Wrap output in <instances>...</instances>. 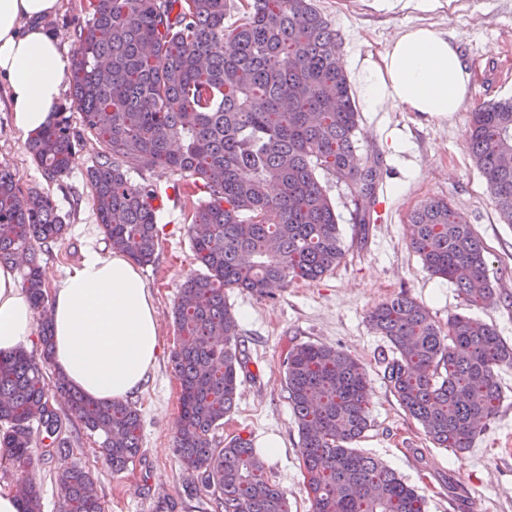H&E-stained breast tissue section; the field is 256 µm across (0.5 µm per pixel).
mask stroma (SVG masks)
<instances>
[{
  "mask_svg": "<svg viewBox=\"0 0 512 512\" xmlns=\"http://www.w3.org/2000/svg\"><path fill=\"white\" fill-rule=\"evenodd\" d=\"M338 34L339 57L382 52L403 27L429 26L454 35L472 75L460 109L448 116L391 109L360 115L358 154L379 163L381 179L369 224L356 219L361 198L354 186L330 183L345 247L341 264L315 282L295 280L259 298L231 289L225 298L239 317L248 365L240 375L237 406L215 432L235 435L261 447L270 437L282 446L265 457L270 480L288 498L290 512H311L297 426L285 386L284 358L302 343L338 347L364 368L370 385L371 426L355 447L414 485L427 512H512V367L497 370L503 398L471 448L462 453L437 448L419 423L406 415L383 377L386 340L372 328L369 312L404 292L425 307L440 327L454 314L492 324L512 344V225L502 223L486 181L467 148L470 115L481 104L512 95V0H313ZM88 0H60L49 29L66 53H73V29L87 15ZM96 152L92 140L78 146L69 173L48 180L15 132L4 81L0 80V165L16 175L21 190L47 193L68 228L42 254L47 288L83 258L89 242L103 244L93 191L85 169ZM134 181L156 183L163 201L158 215L159 244L153 264L141 274L158 312L162 353L133 404L141 415L139 456L120 471L102 456L97 437L71 419L64 437L69 454H49L35 438L28 470L0 460V485L33 478L42 491V512H63L56 476L76 464L88 470L105 512H212L206 492L185 491L188 472L176 450L180 383L171 355L180 344L174 306L185 279L198 266L190 249V217L201 201L185 181L154 170L134 173ZM432 197L449 198L472 224L485 247L487 275L495 294L480 304L468 301L452 283L433 277L411 250L407 224L412 211Z\"/></svg>",
  "mask_w": 512,
  "mask_h": 512,
  "instance_id": "35a3bbf8",
  "label": "stroma"
}]
</instances>
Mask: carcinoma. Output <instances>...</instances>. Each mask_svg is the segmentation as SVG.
<instances>
[{
  "mask_svg": "<svg viewBox=\"0 0 512 512\" xmlns=\"http://www.w3.org/2000/svg\"><path fill=\"white\" fill-rule=\"evenodd\" d=\"M75 25L69 84L81 130L58 118L26 145L45 177L69 169L84 139L98 148L87 168L105 239L140 265L158 247L160 192L131 173L157 169L192 180L207 194L191 216L190 244L200 272L180 288L174 320L182 338L172 356L181 387L177 452L219 512H288L263 459L241 436L223 445L214 431L236 406L246 356L239 321L224 292L259 298L293 280L316 281L344 258L339 216L326 176L350 183L370 222L378 163L357 154L359 112L338 63V39L311 0H89ZM237 20H224L230 11ZM468 149L486 179L501 221L512 224V97L471 113ZM67 230L49 195L22 192L0 166V263L26 255L22 285L36 310L48 294L44 247ZM411 249L430 275L453 283L470 302L489 299L484 247L467 217L444 198L416 208L407 224ZM390 344L384 378L402 409L439 448L463 452L503 397L495 369L512 366V345L469 316L438 327L402 293L369 314ZM40 357L22 348L0 355V457L31 463L32 424L66 451L69 415L102 438L119 471L141 450V418L124 401L99 402L61 376L51 402L43 366L52 359L49 321ZM312 512H426L424 498L392 469L351 447L370 427L369 383L361 365L325 344H300L285 359ZM64 512H103L91 474H57ZM22 512H40L41 490L19 485Z\"/></svg>",
  "mask_w": 512,
  "mask_h": 512,
  "instance_id": "obj_1",
  "label": "carcinoma"
}]
</instances>
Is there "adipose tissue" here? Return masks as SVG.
Wrapping results in <instances>:
<instances>
[{"instance_id":"ef3b65f1","label":"adipose tissue","mask_w":512,"mask_h":512,"mask_svg":"<svg viewBox=\"0 0 512 512\" xmlns=\"http://www.w3.org/2000/svg\"><path fill=\"white\" fill-rule=\"evenodd\" d=\"M59 0H0V78L14 128L34 134L54 121L69 60L44 25ZM471 74L458 45L425 27L399 30L379 62L358 73L363 111H459ZM49 320L57 374L92 398L132 397L161 355L156 306L139 268L122 252L88 248L52 291ZM35 311L13 267L0 265V352L34 343Z\"/></svg>"}]
</instances>
